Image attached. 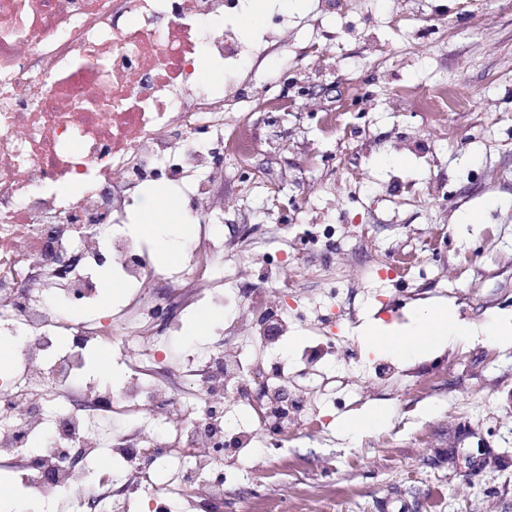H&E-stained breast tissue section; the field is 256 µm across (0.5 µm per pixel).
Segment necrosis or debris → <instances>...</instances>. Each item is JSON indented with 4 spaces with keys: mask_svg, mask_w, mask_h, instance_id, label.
Instances as JSON below:
<instances>
[{
    "mask_svg": "<svg viewBox=\"0 0 512 512\" xmlns=\"http://www.w3.org/2000/svg\"><path fill=\"white\" fill-rule=\"evenodd\" d=\"M226 2L0 0V339L17 351L12 374L0 377V459L25 460L22 486L45 500L66 491L67 512H129L144 493L185 501L193 512H224L223 481L201 474L224 466L228 393L256 426L238 434V447H250L258 432L278 447L326 427L318 403L298 413L283 402L289 377L263 358L292 327L290 283L276 303L263 291L251 295L247 333L261 358L246 365L224 348H196L199 365L185 372L201 386L195 417L183 393L153 381L175 369L150 338L160 321L178 329L163 311L211 298L224 269L209 267L210 258L231 252L239 265L254 260L248 239L228 240L213 228L201 234L188 265L160 272L142 239L123 231L158 168L185 214L204 223L219 204L225 147L244 161L264 147L249 113L225 120L242 89L215 96L199 81L200 54L221 68L246 53L224 28ZM64 183L82 190L59 194ZM105 253L137 287L133 309L72 323L56 300L94 299L89 271ZM132 334L141 342L128 382L77 406L67 401L86 351L123 345ZM62 336L73 340L64 352ZM135 405L161 423V435L119 430ZM77 447L119 465L106 481L89 484L73 460ZM166 463L174 467L167 483L158 478Z\"/></svg>",
    "mask_w": 512,
    "mask_h": 512,
    "instance_id": "obj_1",
    "label": "necrosis or debris"
}]
</instances>
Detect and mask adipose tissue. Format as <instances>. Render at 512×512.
<instances>
[{"instance_id": "1", "label": "adipose tissue", "mask_w": 512, "mask_h": 512, "mask_svg": "<svg viewBox=\"0 0 512 512\" xmlns=\"http://www.w3.org/2000/svg\"><path fill=\"white\" fill-rule=\"evenodd\" d=\"M362 331L372 344L385 346L404 356L424 354L447 343L449 337L470 335V326L458 322L446 305L431 304L424 308L420 320L408 331L399 334L384 333L381 324L365 322Z\"/></svg>"}]
</instances>
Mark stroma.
<instances>
[{
    "instance_id": "stroma-1",
    "label": "stroma",
    "mask_w": 512,
    "mask_h": 512,
    "mask_svg": "<svg viewBox=\"0 0 512 512\" xmlns=\"http://www.w3.org/2000/svg\"><path fill=\"white\" fill-rule=\"evenodd\" d=\"M273 11L292 28L287 47L245 58L235 83L286 77L324 93L258 126L267 144L251 160L257 174L225 156L210 221L228 237L260 225L257 244L274 252L285 247L282 205L335 220V287L304 276L294 258L282 276L298 283L311 317L352 320L303 390L322 398L325 431L226 462L224 512L254 495L287 498L294 512H512V344L481 333L512 325V0H262L258 23L239 32L245 44L261 42ZM441 90L467 102L437 120L420 103ZM327 112L342 115L336 132L322 124ZM313 154L326 165L308 168ZM438 228L447 239L434 258L401 278L372 274L364 239L395 250ZM223 265V303L180 311L172 357L203 343L252 355L247 337L223 333L247 302L235 259ZM431 302L475 337L408 357L367 348L366 318L405 329ZM316 343L297 325L276 355L299 371ZM377 406L388 410L381 425L342 433Z\"/></svg>"
}]
</instances>
